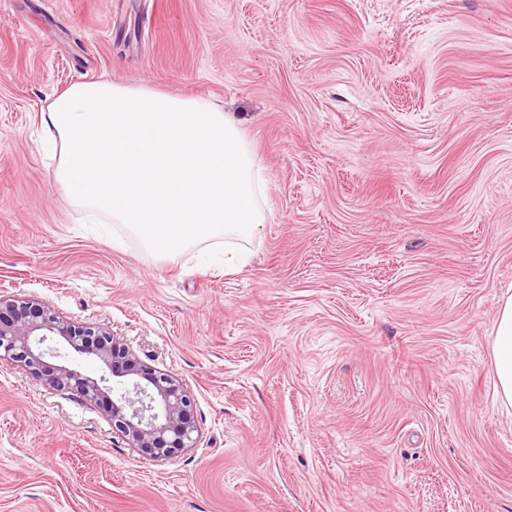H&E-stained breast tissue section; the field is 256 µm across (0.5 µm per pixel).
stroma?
<instances>
[{"instance_id":"obj_1","label":"stroma","mask_w":512,"mask_h":512,"mask_svg":"<svg viewBox=\"0 0 512 512\" xmlns=\"http://www.w3.org/2000/svg\"><path fill=\"white\" fill-rule=\"evenodd\" d=\"M218 104L267 181L232 266L160 259L55 180L72 84ZM512 0H0V290L194 400L155 461L0 362V512H512ZM492 356L495 371L494 397L504 407H512V294L500 301L494 331Z\"/></svg>"}]
</instances>
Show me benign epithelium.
Wrapping results in <instances>:
<instances>
[{
    "label": "benign epithelium",
    "instance_id": "7a95c632",
    "mask_svg": "<svg viewBox=\"0 0 512 512\" xmlns=\"http://www.w3.org/2000/svg\"><path fill=\"white\" fill-rule=\"evenodd\" d=\"M64 348L98 361L103 374L82 373L67 362ZM47 357L61 363L49 366ZM0 361L25 368L56 390L107 401L116 434L144 456L167 460L196 443L187 386L174 374L143 363L103 327L75 324L37 301L0 294ZM112 378L121 387L114 399L108 385Z\"/></svg>",
    "mask_w": 512,
    "mask_h": 512
}]
</instances>
